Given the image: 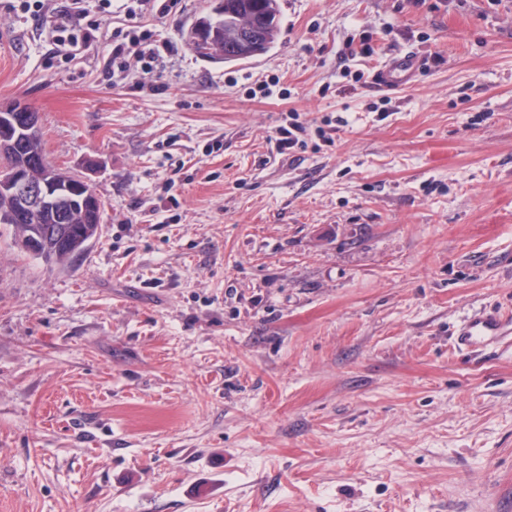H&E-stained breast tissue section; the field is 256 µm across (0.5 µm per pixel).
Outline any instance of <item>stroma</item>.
<instances>
[{"label": "stroma", "instance_id": "obj_1", "mask_svg": "<svg viewBox=\"0 0 512 512\" xmlns=\"http://www.w3.org/2000/svg\"><path fill=\"white\" fill-rule=\"evenodd\" d=\"M182 5L111 77L120 8L66 65L0 13V103L102 208L67 269L0 224V512H512V335L454 348L512 309V0H279L228 63ZM365 35L441 61L375 90ZM290 111L332 143L278 154ZM131 23L126 27H117L112 32V53L106 62L107 69L112 67V75L116 69L124 72L131 57L141 63L146 73H150L164 62L165 56L176 52V47L170 43L157 44L151 30L145 25ZM240 29V40L250 46V52L246 55L239 56L238 53L234 55L221 56V61H237L252 58L261 55L267 51V43L265 41L264 29L261 24L255 25H242ZM1 124H13L31 138L38 136L40 129L38 114L17 104L8 107L0 106ZM512 334V311L506 313L480 312L471 317L460 330L463 344L478 345L486 336H509Z\"/></svg>", "mask_w": 512, "mask_h": 512}]
</instances>
